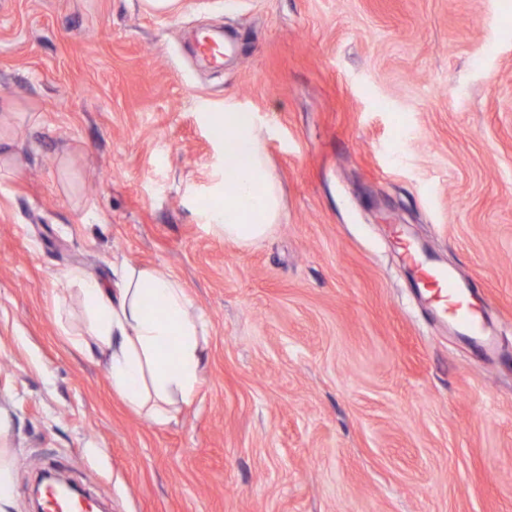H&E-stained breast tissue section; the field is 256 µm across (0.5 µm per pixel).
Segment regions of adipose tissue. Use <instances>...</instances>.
Listing matches in <instances>:
<instances>
[{
    "instance_id": "1",
    "label": "adipose tissue",
    "mask_w": 512,
    "mask_h": 512,
    "mask_svg": "<svg viewBox=\"0 0 512 512\" xmlns=\"http://www.w3.org/2000/svg\"><path fill=\"white\" fill-rule=\"evenodd\" d=\"M213 133L224 142V200L207 210L205 219L225 241L248 246L280 223L279 184L251 113L218 116ZM117 276L112 289L78 270L66 278L85 300L88 332L107 356L113 392L163 424L173 403L187 404L195 396L207 323L176 278L136 266L120 267ZM148 299L155 304V315L143 311Z\"/></svg>"
}]
</instances>
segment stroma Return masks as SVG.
Wrapping results in <instances>:
<instances>
[{
  "mask_svg": "<svg viewBox=\"0 0 512 512\" xmlns=\"http://www.w3.org/2000/svg\"><path fill=\"white\" fill-rule=\"evenodd\" d=\"M231 53L201 67L197 33ZM254 113L285 217L248 247L211 119ZM470 282L486 357L399 254ZM177 278L202 381L112 391L66 273ZM0 454L109 512H512V0H0Z\"/></svg>",
  "mask_w": 512,
  "mask_h": 512,
  "instance_id": "obj_1",
  "label": "stroma"
}]
</instances>
